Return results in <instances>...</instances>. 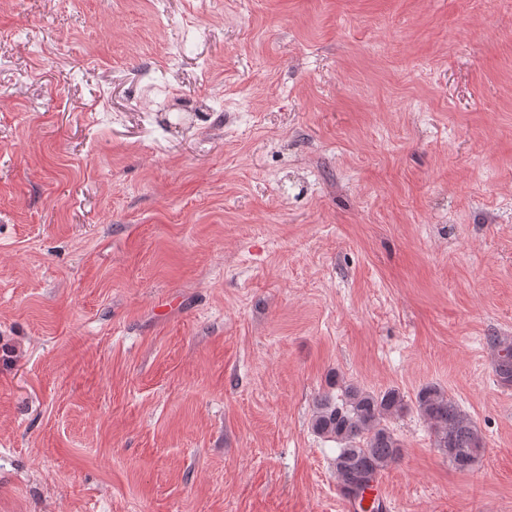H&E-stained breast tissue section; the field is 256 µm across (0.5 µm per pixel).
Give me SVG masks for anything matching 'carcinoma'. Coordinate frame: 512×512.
<instances>
[{
	"label": "carcinoma",
	"instance_id": "carcinoma-1",
	"mask_svg": "<svg viewBox=\"0 0 512 512\" xmlns=\"http://www.w3.org/2000/svg\"><path fill=\"white\" fill-rule=\"evenodd\" d=\"M494 354L497 381L512 386V338L488 336ZM416 412L428 424L434 446L459 471H468L484 448L481 431L459 404L433 384L418 389ZM396 389L367 392L354 385L344 387L342 399L316 401L311 429L338 444L335 469L344 494L357 499L374 486L379 473L402 456L403 445L386 421L410 408Z\"/></svg>",
	"mask_w": 512,
	"mask_h": 512
}]
</instances>
